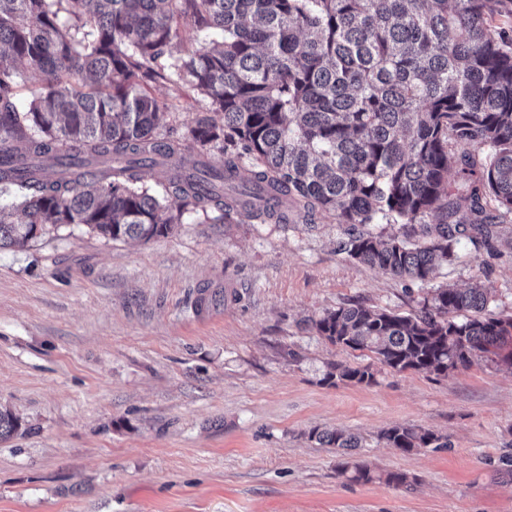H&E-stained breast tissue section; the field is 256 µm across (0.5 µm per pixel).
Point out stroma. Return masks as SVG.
<instances>
[{
	"label": "stroma",
	"instance_id": "1",
	"mask_svg": "<svg viewBox=\"0 0 512 512\" xmlns=\"http://www.w3.org/2000/svg\"><path fill=\"white\" fill-rule=\"evenodd\" d=\"M184 132L206 102L153 84ZM496 251L461 241L431 285L340 253L330 217L214 223L111 241L84 226L0 250V512H512V371L488 361L448 376L379 367L372 385L327 380L366 363L313 320L357 302L414 310L430 287L478 283L512 314V222ZM217 290L205 313L194 302ZM409 425L446 448L409 454L380 432ZM359 434L379 472L357 483L310 430Z\"/></svg>",
	"mask_w": 512,
	"mask_h": 512
}]
</instances>
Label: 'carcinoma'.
I'll return each instance as SVG.
<instances>
[{"mask_svg": "<svg viewBox=\"0 0 512 512\" xmlns=\"http://www.w3.org/2000/svg\"><path fill=\"white\" fill-rule=\"evenodd\" d=\"M183 23L215 38L176 56ZM510 28L512 0H0V183L17 196L0 206V248L37 225L150 240L186 212L286 224L295 208L348 225L352 259L428 283L461 240L492 246L512 214ZM23 73L39 91L20 107ZM172 78L208 101L178 138L149 92ZM146 166L164 192L141 183ZM382 220L398 231H373ZM489 306L482 286H439L409 314L329 311L317 333L374 361L327 379L371 385L378 364L445 377L476 357L512 368V315ZM20 426L0 411V438ZM309 438L350 481L408 486L354 456V433ZM379 441L449 447L403 425Z\"/></svg>", "mask_w": 512, "mask_h": 512, "instance_id": "obj_1", "label": "carcinoma"}]
</instances>
